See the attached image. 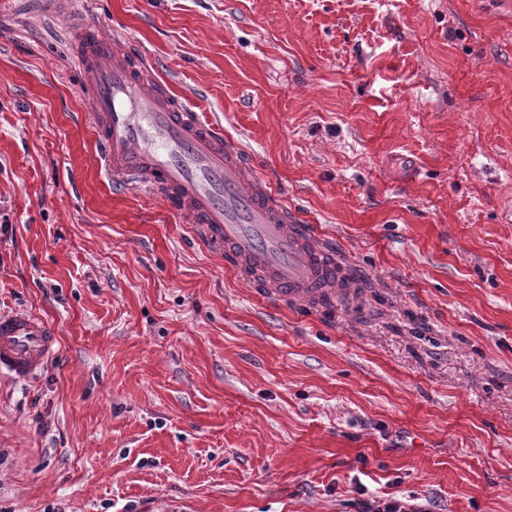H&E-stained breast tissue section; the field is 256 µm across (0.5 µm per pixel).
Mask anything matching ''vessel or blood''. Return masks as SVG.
I'll return each instance as SVG.
<instances>
[{"mask_svg":"<svg viewBox=\"0 0 512 512\" xmlns=\"http://www.w3.org/2000/svg\"><path fill=\"white\" fill-rule=\"evenodd\" d=\"M70 57L83 79L108 177L148 183L188 223L199 225L224 262L289 305L316 306L332 249L252 170L235 140L150 80L151 65L121 36L94 21L71 36ZM58 341L56 326L34 315L0 316V370L36 374Z\"/></svg>","mask_w":512,"mask_h":512,"instance_id":"b4317fda","label":"vessel or blood"}]
</instances>
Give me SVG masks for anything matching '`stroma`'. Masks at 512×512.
<instances>
[{
    "label": "stroma",
    "instance_id": "35a3bbf8",
    "mask_svg": "<svg viewBox=\"0 0 512 512\" xmlns=\"http://www.w3.org/2000/svg\"><path fill=\"white\" fill-rule=\"evenodd\" d=\"M0 0V512H512V0ZM242 145L363 282L258 296L100 172L80 20ZM56 326L34 315L0 316V370L17 379L36 374L58 341ZM363 512H423L427 509L414 507L398 498H390L382 501L379 498L371 499V501L360 502Z\"/></svg>",
    "mask_w": 512,
    "mask_h": 512
}]
</instances>
